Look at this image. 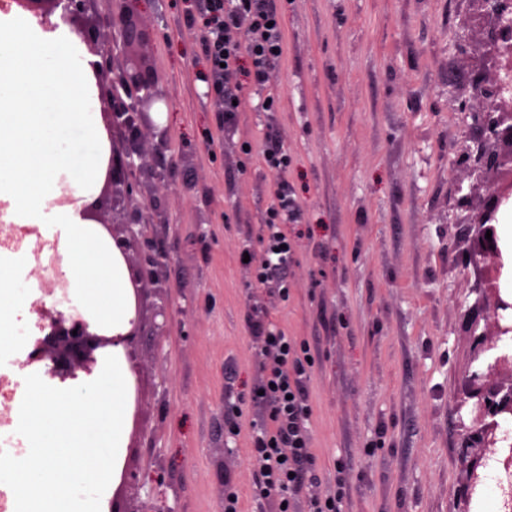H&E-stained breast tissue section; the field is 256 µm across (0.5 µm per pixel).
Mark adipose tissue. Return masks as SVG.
<instances>
[{
	"mask_svg": "<svg viewBox=\"0 0 512 512\" xmlns=\"http://www.w3.org/2000/svg\"><path fill=\"white\" fill-rule=\"evenodd\" d=\"M92 57L66 27L0 13V209L21 248L0 245V359L26 336L39 297L36 254L58 256L92 331L127 334L136 316L128 267L102 224L83 215L103 184L111 142ZM73 203L58 205L61 193Z\"/></svg>",
	"mask_w": 512,
	"mask_h": 512,
	"instance_id": "ef3b65f1",
	"label": "adipose tissue"
}]
</instances>
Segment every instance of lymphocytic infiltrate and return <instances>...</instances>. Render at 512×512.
<instances>
[{"mask_svg":"<svg viewBox=\"0 0 512 512\" xmlns=\"http://www.w3.org/2000/svg\"><path fill=\"white\" fill-rule=\"evenodd\" d=\"M187 17L200 29L204 97L225 127H233L251 95L257 111L280 104L274 73L284 49L276 0H189ZM302 207L286 180L276 182L257 242H243L251 285L270 295H288V276L297 261ZM257 378L249 401L261 410L249 425L253 495L274 512H341L338 495H323L310 451L308 389L311 349L288 335L261 308H253Z\"/></svg>","mask_w":512,"mask_h":512,"instance_id":"f902f5d3","label":"lymphocytic infiltrate"}]
</instances>
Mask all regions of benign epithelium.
<instances>
[{"mask_svg":"<svg viewBox=\"0 0 512 512\" xmlns=\"http://www.w3.org/2000/svg\"><path fill=\"white\" fill-rule=\"evenodd\" d=\"M87 0H0V10L8 11L17 5L40 18L41 25L54 30L57 25L51 16L69 25L90 47L99 37L79 23L83 18ZM471 30L480 36L478 58L475 61L470 97L477 108L467 101L459 102L458 111L471 119L475 135L465 138L466 156L473 181L457 187L460 202L468 214L462 223L470 233L464 239L465 252L475 262L493 263L494 276L482 289L483 300L489 312L484 321L489 326L479 334L475 357L497 348L502 337L512 333L507 311L512 304L500 296L498 273L502 267L501 251L491 248L485 238L490 224L502 205L512 197V95L501 92L505 78H512V0H467ZM130 14L120 15L112 23L111 49L131 45L128 31ZM103 116L109 133L118 130L124 136L121 150L112 151L109 158L105 190L112 193V203L122 207L124 221L116 225L103 219L99 209L92 208L87 217L105 225L129 267H134L131 247L148 235L153 226L165 223L161 206L150 201L137 200L140 193L139 177L161 181L166 168L156 166L154 140H165L167 130L152 126L150 113L162 112L171 107V93L162 87L154 71L137 61L130 54H123L122 62L112 81L108 94L102 97ZM164 263L158 254L143 256L142 273H131L135 287V304L141 307L142 281L147 279L160 286L164 282ZM47 331L35 341L29 352L30 362L51 364L53 376L66 380L79 370L92 372L99 350L111 346L132 348L140 334L138 327L124 336H102L90 331L83 320H68L58 313L46 325ZM77 334H72V331ZM509 366V358L496 356L472 371L466 380L465 399L457 409L474 401L472 425L463 426L466 432L462 452L469 457L467 487L474 491L480 485L477 468L482 461L497 458L504 468H512V447L497 443L496 432L506 417L512 416V377L500 379V372ZM144 484L139 472L124 467L119 490L109 506V512H143L130 507L127 490Z\"/></svg>","mask_w":512,"mask_h":512,"instance_id":"benign-epithelium-1","label":"benign epithelium"}]
</instances>
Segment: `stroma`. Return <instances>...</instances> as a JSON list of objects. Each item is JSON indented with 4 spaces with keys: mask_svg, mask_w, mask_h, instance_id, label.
<instances>
[{
    "mask_svg": "<svg viewBox=\"0 0 512 512\" xmlns=\"http://www.w3.org/2000/svg\"><path fill=\"white\" fill-rule=\"evenodd\" d=\"M188 0H137L151 60L172 92L163 183L143 181L167 222L163 291L143 297L128 365L141 389L126 417L127 447L158 489L139 490L145 512H224V482L241 512H256L247 433L224 450V392L248 393L255 358L247 316L270 312L309 342L311 453L322 487L343 512H503L501 475L485 472L466 501L467 468L456 405L474 370L464 312L478 294L453 221L467 166L457 96L474 58L455 45L465 0H283L285 49L274 112L245 109L225 139L197 79L203 64ZM126 0H90L85 21L107 57ZM275 128L300 198V264L288 296L250 286L238 259L256 238L274 180L258 144Z\"/></svg>",
    "mask_w": 512,
    "mask_h": 512,
    "instance_id": "stroma-1",
    "label": "stroma"
}]
</instances>
